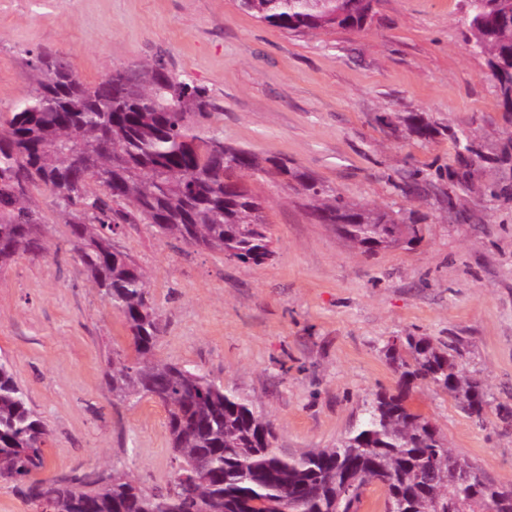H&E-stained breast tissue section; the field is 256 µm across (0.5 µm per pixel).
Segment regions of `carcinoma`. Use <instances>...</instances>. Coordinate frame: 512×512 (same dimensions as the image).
<instances>
[{
    "instance_id": "cac0c4a2",
    "label": "carcinoma",
    "mask_w": 512,
    "mask_h": 512,
    "mask_svg": "<svg viewBox=\"0 0 512 512\" xmlns=\"http://www.w3.org/2000/svg\"><path fill=\"white\" fill-rule=\"evenodd\" d=\"M260 21L305 32L361 28L364 0H241ZM466 39L487 62L512 112V0H467ZM30 90L0 124V269L42 252L44 224L31 187L53 197L70 243L95 288L127 325L135 357L112 359V398L149 397L167 412L177 463L173 483L152 491L115 465L74 478L38 477L49 429L0 358V481L38 512H359L372 487L384 512H512V484L486 477L456 454L409 403L423 381L452 394L482 423L491 400L462 372L457 346L425 336L387 348L393 391L366 403L365 420L332 448L284 456L272 423L253 403L207 375L156 360L160 320L145 276L112 245L121 224L262 265L275 251L265 203L244 185L260 171L252 151L224 145L209 90L174 74L161 57L116 69L94 84L68 61L40 52L26 63ZM283 184L310 200L324 224L366 253L395 246L414 227L346 200L304 173L278 167Z\"/></svg>"
}]
</instances>
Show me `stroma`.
<instances>
[{
    "label": "stroma",
    "instance_id": "obj_1",
    "mask_svg": "<svg viewBox=\"0 0 512 512\" xmlns=\"http://www.w3.org/2000/svg\"><path fill=\"white\" fill-rule=\"evenodd\" d=\"M465 11V0H378L363 29L299 33L239 0H0V120L38 52L90 83L161 54L209 89L226 144L414 225L411 243L367 254L260 174L248 183L275 250L263 265L147 224L116 228L112 243L145 274L162 320L157 357L251 400L281 452L332 447L358 426L373 394L396 385L386 350L397 336L456 343L463 371L512 412V123L465 39ZM458 129L473 147L465 164ZM466 169L468 192L453 194ZM31 194L45 249L0 271V357L51 431L43 475L114 463L144 489L166 486L177 464L163 407L113 400L106 386L113 354L132 350L123 317L92 287L50 193ZM411 401L457 454L512 482V416L494 409L477 423L423 385Z\"/></svg>",
    "mask_w": 512,
    "mask_h": 512
}]
</instances>
